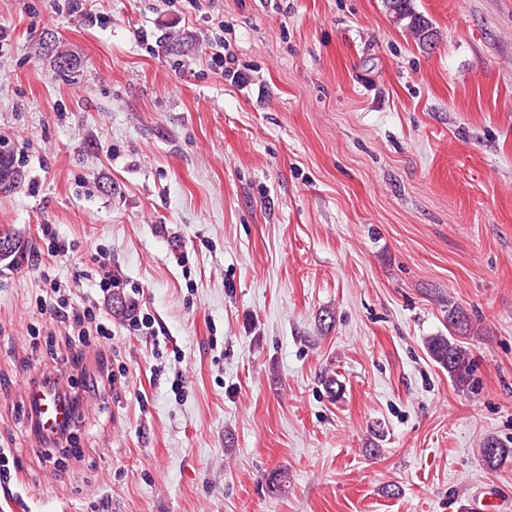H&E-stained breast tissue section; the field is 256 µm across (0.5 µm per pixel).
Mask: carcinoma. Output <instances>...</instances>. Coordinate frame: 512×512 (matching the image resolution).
Segmentation results:
<instances>
[{
	"label": "carcinoma",
	"mask_w": 512,
	"mask_h": 512,
	"mask_svg": "<svg viewBox=\"0 0 512 512\" xmlns=\"http://www.w3.org/2000/svg\"><path fill=\"white\" fill-rule=\"evenodd\" d=\"M387 10L397 19L409 20L408 29L415 39L424 46L434 43V32L429 22L413 11L411 0H385ZM22 185V171L13 157L0 152V187L16 190ZM448 335L429 336L425 346L435 363L448 373V378L457 387H468L473 382L477 368V357L471 348L463 345L459 337L471 331V321L464 310L454 302H448L446 310ZM479 452L490 468L500 466L512 457V448H507L494 438L483 441Z\"/></svg>",
	"instance_id": "cac0c4a2"
}]
</instances>
